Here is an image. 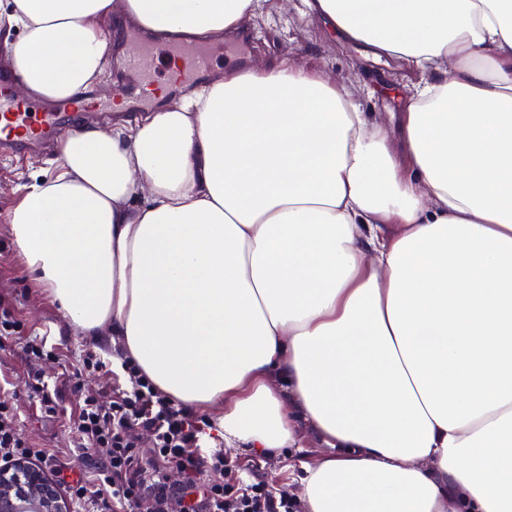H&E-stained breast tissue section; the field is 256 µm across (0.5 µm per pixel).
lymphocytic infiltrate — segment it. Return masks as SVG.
I'll return each instance as SVG.
<instances>
[{
	"mask_svg": "<svg viewBox=\"0 0 512 512\" xmlns=\"http://www.w3.org/2000/svg\"><path fill=\"white\" fill-rule=\"evenodd\" d=\"M124 386L79 399L70 420L76 445L99 463L93 480L63 481L72 512H299L294 496L273 493L261 482L232 487L220 481L227 462L223 449L203 439L205 422L179 406L143 377L135 364L122 361ZM148 434L150 448L139 437ZM45 449L22 437L14 404L0 400V467L45 460ZM183 475L181 489L167 480L168 467Z\"/></svg>",
	"mask_w": 512,
	"mask_h": 512,
	"instance_id": "obj_1",
	"label": "lymphocytic infiltrate"
}]
</instances>
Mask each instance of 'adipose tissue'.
Returning a JSON list of instances; mask_svg holds the SVG:
<instances>
[{"label":"adipose tissue","mask_w":512,"mask_h":512,"mask_svg":"<svg viewBox=\"0 0 512 512\" xmlns=\"http://www.w3.org/2000/svg\"><path fill=\"white\" fill-rule=\"evenodd\" d=\"M305 2L427 73L395 123L320 68L228 70L72 133L15 245L70 327L217 411L227 447L321 440L303 512H512V0ZM260 8L9 0L4 65L67 100L130 27L219 39Z\"/></svg>","instance_id":"adipose-tissue-1"}]
</instances>
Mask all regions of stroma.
Returning a JSON list of instances; mask_svg holds the SVG:
<instances>
[{
  "label": "stroma",
  "mask_w": 512,
  "mask_h": 512,
  "mask_svg": "<svg viewBox=\"0 0 512 512\" xmlns=\"http://www.w3.org/2000/svg\"><path fill=\"white\" fill-rule=\"evenodd\" d=\"M250 29L258 37L254 53L255 67H264L277 56L291 57L300 65H319L341 81L353 94L360 109L374 118L389 119L399 111L400 103L393 96L397 86L419 82V71L408 69L403 62L391 57L375 56L369 47L351 43L334 33L324 22L308 16L304 0H262V7ZM56 153L43 150L14 160H0V297L10 300L26 336L50 335L60 343L62 360H46L40 370L56 377L63 368H75L86 350L103 349L115 355L110 337L83 336L69 328L58 306L47 295L27 269L16 249L10 217L21 201L26 185L34 179L54 175L52 164ZM23 339L10 342L0 349V378L5 379L0 398L17 404L21 416V433L43 448L51 449L54 461L44 463L48 475H55L57 465L69 472H81L91 466L89 459L75 455L70 443L72 433L64 431L58 418L36 408L30 398L24 376ZM210 446L220 447L233 468L225 472L224 481L268 483L275 491H295L300 462H314L326 449L315 439H306L301 449L285 448L280 453L257 458L242 449L225 447L222 435H215Z\"/></svg>",
  "instance_id": "stroma-1"
}]
</instances>
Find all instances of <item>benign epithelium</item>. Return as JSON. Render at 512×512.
I'll use <instances>...</instances> for the list:
<instances>
[{
  "instance_id": "benign-epithelium-1",
  "label": "benign epithelium",
  "mask_w": 512,
  "mask_h": 512,
  "mask_svg": "<svg viewBox=\"0 0 512 512\" xmlns=\"http://www.w3.org/2000/svg\"><path fill=\"white\" fill-rule=\"evenodd\" d=\"M0 512H69V506L42 468L20 461L0 468Z\"/></svg>"
}]
</instances>
